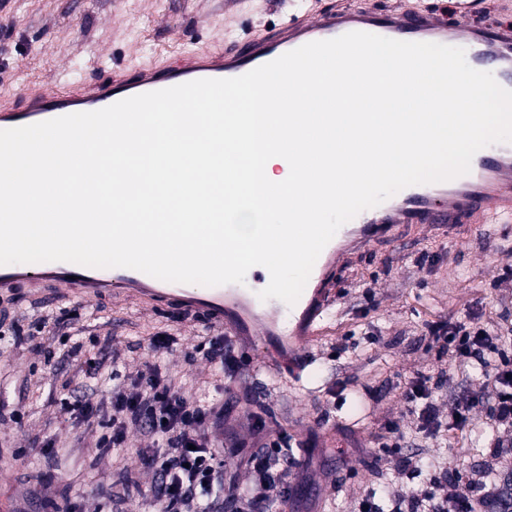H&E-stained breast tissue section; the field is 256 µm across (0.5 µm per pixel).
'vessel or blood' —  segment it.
<instances>
[{"label":"vessel or blood","instance_id":"vessel-or-blood-1","mask_svg":"<svg viewBox=\"0 0 512 512\" xmlns=\"http://www.w3.org/2000/svg\"><path fill=\"white\" fill-rule=\"evenodd\" d=\"M500 2V16L489 19L487 0H414L403 11L365 0H314L310 8L294 10L286 21L240 44L219 42L185 58L151 60L133 75L114 74L78 90L58 94L31 89L20 102L0 101V130L100 110L193 80L238 77L306 43L353 31L463 48L472 68L493 71L499 85L512 90V0ZM511 222L512 144L499 143L479 150L467 175L407 187L341 227L326 247L315 287L304 289L289 307V321L283 325L275 318L277 300H261L255 292H242L240 285L202 286L182 293L172 283L131 268H90L58 261L49 270L34 272L4 265L0 288L23 286L30 297L38 298L50 285L60 288L62 298L76 297L85 303L106 293L130 296L152 308L165 303L259 351L270 367L297 375L307 364L304 346L323 333L321 322L335 301L334 276L344 253L381 239L400 243L403 230L414 224L452 234L462 224Z\"/></svg>","mask_w":512,"mask_h":512}]
</instances>
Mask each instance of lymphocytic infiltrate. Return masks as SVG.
I'll use <instances>...</instances> for the list:
<instances>
[{
	"mask_svg": "<svg viewBox=\"0 0 512 512\" xmlns=\"http://www.w3.org/2000/svg\"><path fill=\"white\" fill-rule=\"evenodd\" d=\"M427 333L448 356V369L479 371L483 388L493 401L492 418L499 429L512 431V348L496 332L469 322H431ZM407 413L416 418V431L428 437L448 428L464 435L472 428V412L482 399L473 392L459 395L448 413L439 410V396L430 376L409 380L403 391ZM64 411L87 425L104 427L95 442L100 457L114 456L127 448L129 426L138 427L158 441L148 460L157 475L154 487L161 512H271L287 493L288 474L294 458L282 454L288 436L269 428L255 417L249 439L238 440L244 448L242 464L256 477L249 497L220 499L221 464L210 439V431L227 415L224 406L201 396L189 397L175 390L159 364L149 365L129 384L112 389L109 407L92 401L66 404ZM512 456V441L498 440L489 448L479 471L462 477L441 469L430 474L419 491H390L384 497L367 494L357 512H485L491 503L506 505L493 476L503 460Z\"/></svg>",
	"mask_w": 512,
	"mask_h": 512,
	"instance_id": "lymphocytic-infiltrate-1",
	"label": "lymphocytic infiltrate"
}]
</instances>
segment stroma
I'll use <instances>...</instances> for the list:
<instances>
[{
	"label": "stroma",
	"mask_w": 512,
	"mask_h": 512,
	"mask_svg": "<svg viewBox=\"0 0 512 512\" xmlns=\"http://www.w3.org/2000/svg\"><path fill=\"white\" fill-rule=\"evenodd\" d=\"M221 0H0V93L28 88L66 92L140 61L179 56L281 21L288 0H250L243 15L224 19ZM512 267L511 224H466L453 243L430 230L400 245L369 247L336 275L337 300L324 333L308 348L301 377L263 368L259 353L235 348L246 363L233 379L219 375L199 348L213 329L181 322L166 306L144 309L103 298L90 306L23 290L0 294V312L24 330L67 319L64 331L87 357L115 358L111 385H92V402H109L113 385L152 362L149 340L165 331L177 343L163 365L176 388L194 394L207 383L229 410L211 440L224 462V488L252 483L240 467L226 429L248 435L254 415L308 444L309 464L293 480V495L276 512H355L367 492L419 489L397 459L375 461L388 422H399L419 459L452 471L476 468L486 453L475 439L416 433L404 414L401 383L447 369L448 357L425 334L427 323L479 316L481 324L512 332V294L497 286ZM59 340L0 339V512H155L154 475L137 451L150 438L129 427L130 451L95 459L97 430L80 427L62 401L83 382L62 357ZM233 434V435H234ZM55 438L53 453L36 450Z\"/></svg>",
	"instance_id": "stroma-1"
}]
</instances>
